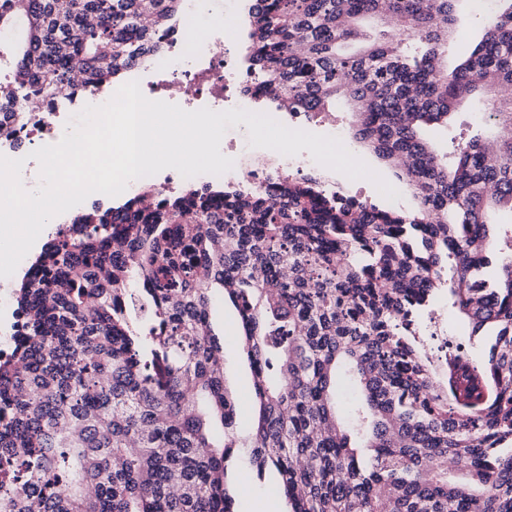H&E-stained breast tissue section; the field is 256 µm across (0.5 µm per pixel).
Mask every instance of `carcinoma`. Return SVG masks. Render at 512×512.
<instances>
[{
  "label": "carcinoma",
  "mask_w": 512,
  "mask_h": 512,
  "mask_svg": "<svg viewBox=\"0 0 512 512\" xmlns=\"http://www.w3.org/2000/svg\"><path fill=\"white\" fill-rule=\"evenodd\" d=\"M182 0H0V112L51 107L162 49ZM256 97L351 106L353 136L413 190L398 212L320 176L243 195L148 188L63 223L15 292L0 354V512H237L226 462L275 470L289 512H512V0L453 69L459 0H248ZM395 25L392 40L374 25ZM483 101L494 136L449 138ZM485 360L416 341L438 294ZM252 375L241 424L212 302ZM361 392L340 412L338 377ZM451 466L464 479L448 478ZM3 322V323H2ZM17 319L15 311H11L10 300L0 297V346L2 351L11 347L18 336L16 328Z\"/></svg>",
  "instance_id": "cac0c4a2"
}]
</instances>
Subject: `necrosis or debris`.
Masks as SVG:
<instances>
[{
    "label": "necrosis or debris",
    "instance_id": "4bbe7bcc",
    "mask_svg": "<svg viewBox=\"0 0 512 512\" xmlns=\"http://www.w3.org/2000/svg\"><path fill=\"white\" fill-rule=\"evenodd\" d=\"M238 0H223L221 13L223 26H208L211 38L223 42L224 51L211 53L205 46L194 52L185 47L192 38L191 22L195 21L194 0H182L180 12L155 34L162 46L156 55L152 73L143 77L140 87L148 99H158L157 76L172 77L174 82L193 90L190 110L208 108L225 111L242 108L256 111V101L248 89L256 83L257 76L247 67L238 49L240 29L236 23ZM106 85H99L65 105H55L50 111L27 113L24 121H16L13 114H0V155L10 159L22 157L21 150L35 140L55 139L66 130L71 116L85 105H100L107 101ZM225 154L234 161L233 168L224 173L223 180L231 188L246 191L263 189L282 176L303 174L310 169L307 158H288L278 152L256 153L235 128H228L224 135Z\"/></svg>",
    "mask_w": 512,
    "mask_h": 512
}]
</instances>
